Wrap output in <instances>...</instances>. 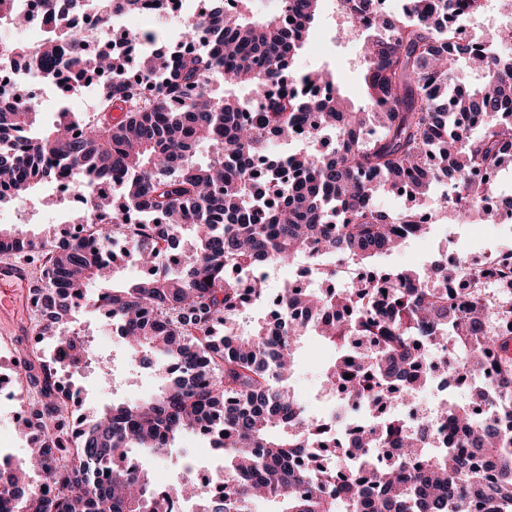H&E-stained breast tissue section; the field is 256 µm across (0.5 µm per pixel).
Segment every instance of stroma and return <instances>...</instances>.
I'll return each instance as SVG.
<instances>
[{
    "mask_svg": "<svg viewBox=\"0 0 512 512\" xmlns=\"http://www.w3.org/2000/svg\"><path fill=\"white\" fill-rule=\"evenodd\" d=\"M336 0H321L311 34L295 58L293 69L302 73L314 69H325L338 79L340 94L354 106L364 103V65L359 40L344 37V18L335 6ZM46 188L21 200L0 205V224L19 226L39 236L75 234L72 225V203L65 200L56 206L46 207L42 199ZM512 242V225L494 231L486 224H453L440 218L426 237L415 240L408 246L386 256L373 258L372 264L382 269L415 268L425 265L448 253L479 254L502 247ZM73 329L91 335L96 354L111 359L113 380L111 386H102L94 372H86L76 378L74 388L84 402L75 406V415L90 410H101L119 402L135 401L157 390L159 375L156 369L140 364L138 356L128 354L123 341L109 332L104 318L93 310H79L74 316ZM42 337L30 335L22 339L0 336V376H12L7 388H0V448L8 456L25 458L30 446L28 437L16 429L18 414L23 405L7 400V391L24 393L26 398L36 395L27 385L22 370L32 354L43 346ZM333 351L318 337H303L296 358L294 384L307 402H314L322 391V369L332 360ZM222 449L212 447L207 439L195 434L180 438L175 448L163 456L143 454L153 480L169 485L175 484L183 464L201 462L210 458H223Z\"/></svg>",
    "mask_w": 512,
    "mask_h": 512,
    "instance_id": "1",
    "label": "stroma"
}]
</instances>
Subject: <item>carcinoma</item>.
Returning a JSON list of instances; mask_svg holds the SVG:
<instances>
[{
	"mask_svg": "<svg viewBox=\"0 0 512 512\" xmlns=\"http://www.w3.org/2000/svg\"><path fill=\"white\" fill-rule=\"evenodd\" d=\"M41 2L55 20L44 42L1 40L0 55L38 62L44 84L99 74L112 85L93 113L62 109L49 128L30 100L0 105V203L46 178L71 179L88 196L77 223L104 209L112 223L96 225L94 251L0 227V253L39 241L38 335L64 346L59 327L83 299L121 326L130 352L151 355L163 385L75 417L57 376L41 360L27 362L37 398L24 426L38 480L26 476L27 460L0 459V502L17 512H164L162 493L128 449L159 454L181 434L209 428L224 468L209 487L191 492L184 482L169 491L194 512H253L258 503L279 504V512H460L470 501L481 512H512V300L495 304L476 291L460 313L448 295L429 292L447 274L443 265L389 272L367 264L403 246L400 226L430 232L419 210L393 215L377 196L423 202L452 178L477 211L497 190L483 175L512 166V56L462 45L448 25L459 12H479L481 0H402L399 14L380 0H338L346 34L362 39L367 98L357 110L320 93L333 76L292 70L320 0H280L265 18L250 15V0H232L229 10L225 0H207L185 25L184 51H155L134 72L128 61L141 35L92 50L62 19L92 7L107 26L119 12L140 10V0ZM28 23L12 0H0V26ZM462 63L480 83L457 77ZM297 126L331 150L269 158L271 144L294 138ZM106 178L121 204L98 192ZM142 217L159 223H133ZM122 236L142 266L162 269L109 288L108 246ZM328 256L364 274L346 288L284 287L274 317L238 329L244 309L270 297L265 279L248 273ZM494 305L497 321L487 327L485 309ZM309 333L336 350L324 382L355 413L369 400L375 412L398 407L429 388L426 355L440 347L485 381L469 400L439 406L417 434L395 414L367 424L360 447L396 449L395 460L354 474L326 471L314 458L301 467L296 457L316 446L350 447L343 437L317 445L305 426L291 380ZM450 426L488 461L495 482L448 447Z\"/></svg>",
	"mask_w": 512,
	"mask_h": 512,
	"instance_id": "obj_1",
	"label": "carcinoma"
}]
</instances>
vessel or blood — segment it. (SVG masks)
<instances>
[{"label": "vessel or blood", "mask_w": 512, "mask_h": 512, "mask_svg": "<svg viewBox=\"0 0 512 512\" xmlns=\"http://www.w3.org/2000/svg\"><path fill=\"white\" fill-rule=\"evenodd\" d=\"M34 272L21 259L0 256V331L9 332L19 317L29 312L33 299Z\"/></svg>", "instance_id": "obj_1"}]
</instances>
